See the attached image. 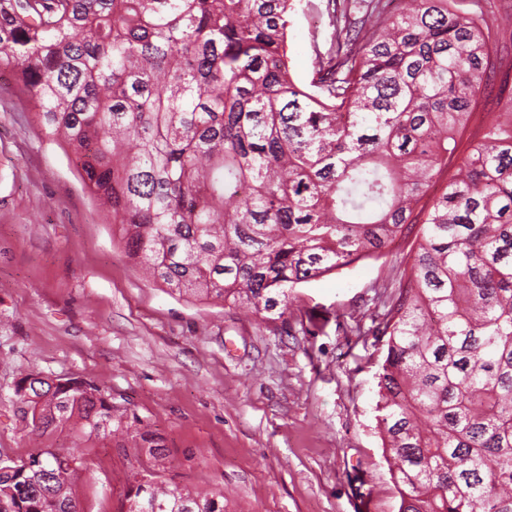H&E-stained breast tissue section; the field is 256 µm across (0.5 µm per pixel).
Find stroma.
I'll return each mask as SVG.
<instances>
[{
  "mask_svg": "<svg viewBox=\"0 0 512 512\" xmlns=\"http://www.w3.org/2000/svg\"><path fill=\"white\" fill-rule=\"evenodd\" d=\"M331 29L326 0H302L289 66L312 77ZM34 95L0 71V459L73 447L82 512H126L133 469L224 495V512H398L377 429L382 341L371 316L407 268L397 243L303 283L281 319L199 304L143 279L87 192L70 150L33 119ZM38 371L83 376L139 416L165 454L112 439L32 434L14 393Z\"/></svg>",
  "mask_w": 512,
  "mask_h": 512,
  "instance_id": "35a3bbf8",
  "label": "stroma"
}]
</instances>
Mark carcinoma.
<instances>
[{
	"label": "carcinoma",
	"instance_id": "1",
	"mask_svg": "<svg viewBox=\"0 0 512 512\" xmlns=\"http://www.w3.org/2000/svg\"><path fill=\"white\" fill-rule=\"evenodd\" d=\"M328 0L295 79L296 0H0V69L34 93L125 256L198 301L282 318L302 283L413 237L382 323L377 423L399 512H512V94L448 168L500 65L499 23L457 0ZM33 432H129L112 395L40 372L15 387ZM164 445L150 432L131 435ZM0 471V512H80L77 458ZM127 512H224L134 473ZM301 1L288 33V56L291 72L305 82L312 77L313 46L318 44L323 50L332 28L329 27L327 0Z\"/></svg>",
	"mask_w": 512,
	"mask_h": 512
}]
</instances>
